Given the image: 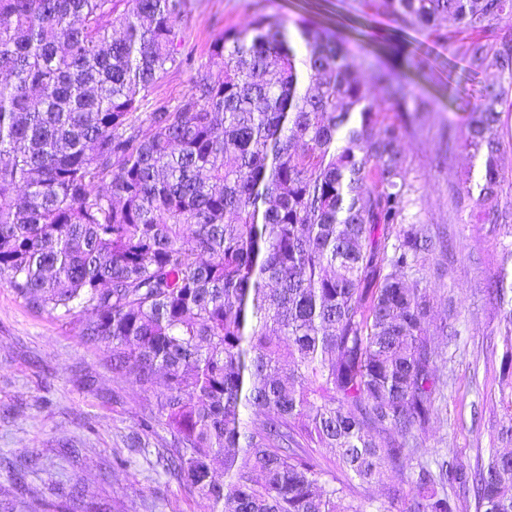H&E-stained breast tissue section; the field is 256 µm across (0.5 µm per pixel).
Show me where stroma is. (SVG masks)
Segmentation results:
<instances>
[{"label": "stroma", "instance_id": "obj_1", "mask_svg": "<svg viewBox=\"0 0 512 512\" xmlns=\"http://www.w3.org/2000/svg\"><path fill=\"white\" fill-rule=\"evenodd\" d=\"M253 0H188L179 21L186 46L210 73V56L225 29L243 28ZM268 13L286 25L308 17L341 30L352 48L375 67L389 66L370 34L393 26L377 6L364 0H265ZM448 42L436 44L420 31L407 39L423 44L427 70L412 73V91L426 99L431 120L408 131L400 142L413 186V222L429 234L448 238V250L425 262L427 288L436 319L446 320L455 341L432 336L441 372H452L434 401L432 421L422 435L428 453L457 450L462 462L487 446L488 429L474 420L475 408L497 393L503 357V314L485 291L496 276L512 235L493 229L481 207L467 195L479 178V162L466 145L467 123L479 104L475 88L495 82L494 72L473 73L458 49L473 40L448 21ZM451 136L442 139V124ZM163 381L141 387L112 370L108 352L85 342L77 322H60L30 310L0 286V461L24 470L23 492L64 504L73 485L85 488L86 505L108 512H211V503L167 477L157 453L139 454L127 437L148 413Z\"/></svg>", "mask_w": 512, "mask_h": 512}]
</instances>
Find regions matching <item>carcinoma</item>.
Instances as JSON below:
<instances>
[{"mask_svg": "<svg viewBox=\"0 0 512 512\" xmlns=\"http://www.w3.org/2000/svg\"><path fill=\"white\" fill-rule=\"evenodd\" d=\"M379 2L397 30L438 39L450 18L486 31L512 17V0ZM186 8L0 0V285L36 313L87 315L82 336L120 376L166 375L129 447L165 430L166 472L213 512H367L357 489L387 470L410 488L377 512H512L508 358L491 448L468 465L421 448L440 376L419 273L446 244L407 222L402 126L379 116L387 103L415 124L427 101L340 34L299 19L293 35L256 0L213 41L221 75L200 70L177 105L144 113L158 79L195 68ZM399 54L426 62L419 44ZM461 55L498 72L468 122L483 173L467 194L484 203L512 46ZM488 293L512 334L506 271Z\"/></svg>", "mask_w": 512, "mask_h": 512, "instance_id": "obj_1", "label": "carcinoma"}]
</instances>
